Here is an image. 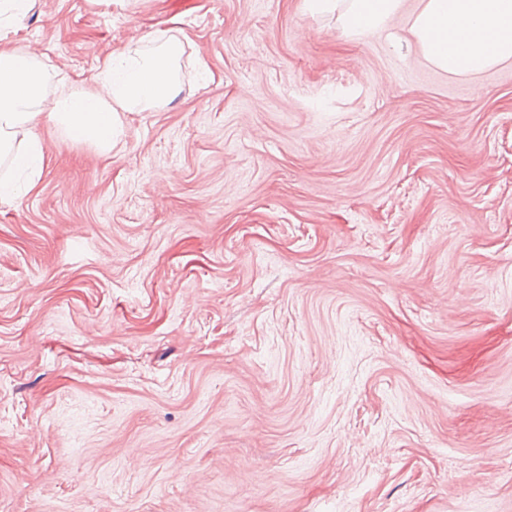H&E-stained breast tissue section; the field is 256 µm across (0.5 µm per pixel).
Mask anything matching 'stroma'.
I'll return each mask as SVG.
<instances>
[{
	"label": "stroma",
	"mask_w": 512,
	"mask_h": 512,
	"mask_svg": "<svg viewBox=\"0 0 512 512\" xmlns=\"http://www.w3.org/2000/svg\"><path fill=\"white\" fill-rule=\"evenodd\" d=\"M422 0H36L91 86L185 33L106 151L34 133L0 201V512H512V59L429 63ZM345 26L359 33L381 28L397 13L401 0H347Z\"/></svg>",
	"instance_id": "1"
}]
</instances>
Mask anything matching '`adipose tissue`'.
Returning a JSON list of instances; mask_svg holds the SVG:
<instances>
[{"label": "adipose tissue", "mask_w": 512, "mask_h": 512, "mask_svg": "<svg viewBox=\"0 0 512 512\" xmlns=\"http://www.w3.org/2000/svg\"><path fill=\"white\" fill-rule=\"evenodd\" d=\"M401 0H347L345 26L363 33L381 28ZM410 32L425 58L451 73H479L512 58V0H425ZM183 42L176 30L149 34L109 56L94 87L59 83L37 58L0 43V163L23 170V181L0 180V200L32 188L43 155L32 129L49 118L67 136L111 148L116 116L150 112L179 93L176 68Z\"/></svg>", "instance_id": "obj_1"}]
</instances>
